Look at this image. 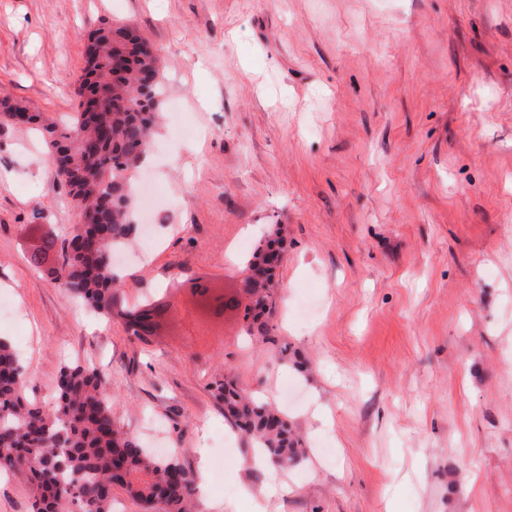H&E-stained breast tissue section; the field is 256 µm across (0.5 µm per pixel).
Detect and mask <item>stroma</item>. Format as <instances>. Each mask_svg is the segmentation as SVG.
<instances>
[{
	"label": "stroma",
	"instance_id": "1",
	"mask_svg": "<svg viewBox=\"0 0 512 512\" xmlns=\"http://www.w3.org/2000/svg\"><path fill=\"white\" fill-rule=\"evenodd\" d=\"M105 20L159 55L163 122L132 182L166 212L117 268L127 304L168 312L140 340L46 277L78 212L42 135L0 125V336L25 397L51 407L69 363L107 373L122 431L192 472L223 455L199 512H253L240 489L266 481L226 378L303 439L267 512H512V0H0V97L66 123ZM275 224L255 347L191 285L242 296Z\"/></svg>",
	"mask_w": 512,
	"mask_h": 512
}]
</instances>
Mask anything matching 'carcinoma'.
<instances>
[{
  "instance_id": "carcinoma-1",
  "label": "carcinoma",
  "mask_w": 512,
  "mask_h": 512,
  "mask_svg": "<svg viewBox=\"0 0 512 512\" xmlns=\"http://www.w3.org/2000/svg\"><path fill=\"white\" fill-rule=\"evenodd\" d=\"M76 112L60 128L27 106L0 101V122L16 113L39 127L51 152L57 179L72 196L86 223L61 243L51 240L61 260L49 273L56 286L98 313L112 315L120 304L122 278L111 255L135 231L130 224L128 187L151 150L160 118L162 83L158 55L130 28L103 23L88 37L86 61L75 86ZM282 248L276 237L259 245L248 261L252 306L245 309V334L269 342L267 316L273 306L275 261ZM163 312L156 302L127 313L137 339L147 330L139 317ZM107 376L78 363L63 366L57 397L46 411L22 394L23 365L11 342L0 337V474L24 473L33 485V512H112L113 488L159 512H193L194 474L175 458H159L122 432L106 394ZM224 418L286 469L305 457L302 440L277 409L240 392L218 387Z\"/></svg>"
}]
</instances>
